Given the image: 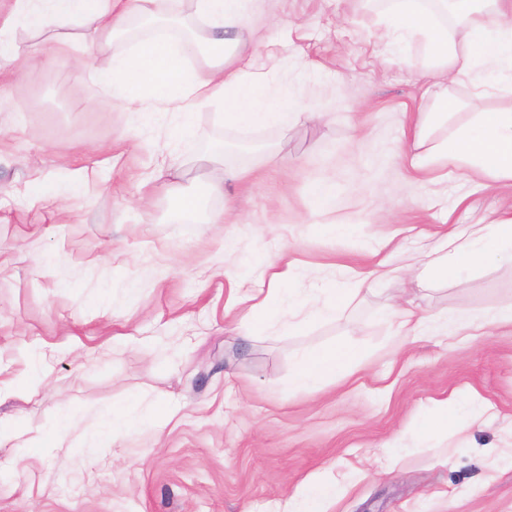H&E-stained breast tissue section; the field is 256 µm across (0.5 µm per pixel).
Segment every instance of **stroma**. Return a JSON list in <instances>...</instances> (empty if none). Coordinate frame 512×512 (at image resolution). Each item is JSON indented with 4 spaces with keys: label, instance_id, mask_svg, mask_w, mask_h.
Listing matches in <instances>:
<instances>
[{
    "label": "stroma",
    "instance_id": "obj_1",
    "mask_svg": "<svg viewBox=\"0 0 512 512\" xmlns=\"http://www.w3.org/2000/svg\"><path fill=\"white\" fill-rule=\"evenodd\" d=\"M382 8L256 0L250 64L276 58L272 84L317 115L282 128L226 124L216 104L197 106L180 139L167 118H107L95 109L107 91L67 60L20 85L0 80V372L49 355L39 395L1 404L0 427L45 429L63 409L79 422L69 463L0 449L19 460L0 472V512H281L314 474L349 484L335 512H512V460L483 454L512 446V328L414 338L387 317L399 302L443 319L493 311L512 300V265L446 283L398 277L296 333L277 315L240 333L237 299L260 288L267 259L330 277L512 209V190L454 170L425 188L407 166L401 142L433 78L419 44L368 39ZM218 141L241 178L208 161ZM158 149L173 179H150ZM83 166L99 177L71 194L69 172ZM219 179L223 196L190 212L168 188ZM320 181L336 188L328 212L315 204ZM221 212L226 223H212ZM335 220L353 233L325 232ZM347 338L365 353L357 371L289 392L297 351ZM473 394L490 409L468 434L421 432L438 401ZM134 398L179 413L91 442L100 412ZM388 457L394 472L380 474Z\"/></svg>",
    "mask_w": 512,
    "mask_h": 512
}]
</instances>
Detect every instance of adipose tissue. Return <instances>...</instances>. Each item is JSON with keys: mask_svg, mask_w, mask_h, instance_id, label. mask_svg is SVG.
Here are the masks:
<instances>
[{"mask_svg": "<svg viewBox=\"0 0 512 512\" xmlns=\"http://www.w3.org/2000/svg\"><path fill=\"white\" fill-rule=\"evenodd\" d=\"M196 13L213 29L208 40L168 34L161 0H11L0 11V73L22 79L30 69L71 58L79 77L110 88L113 102L135 109L145 122L158 119L160 111L176 113L179 134H191V108L198 102H217L226 121L241 126H281L302 120L287 102L268 96L266 74L245 66L247 45L242 32L248 28L249 0H195ZM450 12L429 7L426 0H387L379 17L376 38L419 41L438 73L433 105L418 113L414 135L402 153L416 173L437 184L455 169L483 180L489 188L512 189V107L489 109L487 95L512 100V0H450ZM466 31L456 41L452 28ZM24 27L37 39L31 53L19 54L15 31ZM84 27L95 36L86 56L63 38V30ZM207 61L203 76H188L185 64ZM468 83L469 99L448 89ZM470 113L468 122L454 128L449 137L428 143V129L447 123L458 113ZM512 263V213L488 224H471L465 230L449 228L427 249H395L386 259L361 271L346 272L320 292L294 288L298 276L294 263L269 261L267 282L255 295L245 318L263 321L270 306L287 309L286 333L304 328L315 318L331 319L343 312L362 291L403 273L420 272L433 281H445L470 267ZM363 357L351 340L322 349H304L295 356L288 390L304 393L329 380L350 374ZM488 406L480 397L461 403L449 398L437 414L427 417L423 429L436 435L455 429L464 433L477 425ZM75 428L72 414L57 416L47 430H0V446L61 448ZM338 479L315 478L299 488L288 501L289 512H328L343 493Z\"/></svg>", "mask_w": 512, "mask_h": 512, "instance_id": "ef3b65f1", "label": "adipose tissue"}]
</instances>
